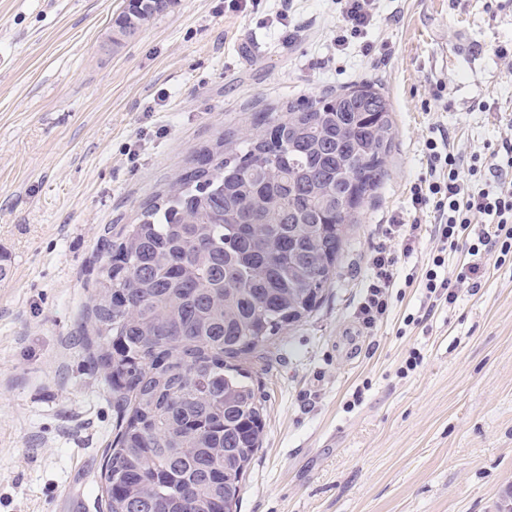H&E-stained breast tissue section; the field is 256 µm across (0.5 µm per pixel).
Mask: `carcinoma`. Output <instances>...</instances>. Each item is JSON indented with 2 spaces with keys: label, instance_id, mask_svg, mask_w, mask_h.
<instances>
[{
  "label": "carcinoma",
  "instance_id": "carcinoma-1",
  "mask_svg": "<svg viewBox=\"0 0 512 512\" xmlns=\"http://www.w3.org/2000/svg\"><path fill=\"white\" fill-rule=\"evenodd\" d=\"M172 4L128 0L112 44ZM393 144L374 85L288 100L200 146L113 229L84 337L112 390L106 512L239 505L266 403L243 363L323 301Z\"/></svg>",
  "mask_w": 512,
  "mask_h": 512
}]
</instances>
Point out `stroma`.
<instances>
[{
  "mask_svg": "<svg viewBox=\"0 0 512 512\" xmlns=\"http://www.w3.org/2000/svg\"><path fill=\"white\" fill-rule=\"evenodd\" d=\"M124 0H0V512H102L112 395L81 336L113 225L228 125L289 99L379 85L387 177L306 322L246 362L266 394L238 512H496L512 486V263L415 326L406 274L358 319L383 225L432 222L410 187L448 132L469 165L512 136V0H383L336 45V0H175L112 43ZM508 55H499V48ZM421 365L400 375L410 352Z\"/></svg>",
  "mask_w": 512,
  "mask_h": 512,
  "instance_id": "stroma-1",
  "label": "stroma"
}]
</instances>
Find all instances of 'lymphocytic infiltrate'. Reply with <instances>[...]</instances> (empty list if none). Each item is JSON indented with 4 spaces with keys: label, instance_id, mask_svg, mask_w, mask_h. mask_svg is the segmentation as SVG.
Returning a JSON list of instances; mask_svg holds the SVG:
<instances>
[{
    "label": "lymphocytic infiltrate",
    "instance_id": "obj_1",
    "mask_svg": "<svg viewBox=\"0 0 512 512\" xmlns=\"http://www.w3.org/2000/svg\"><path fill=\"white\" fill-rule=\"evenodd\" d=\"M342 17L337 46L358 37L370 25L379 0H338ZM427 173L410 187L414 212L432 210L431 234L437 247L422 277L429 300L455 304L465 284L484 270L489 259L505 263L512 257V138L501 139L493 156L492 180L481 177L482 159L461 169L460 159L450 147L448 135L425 142ZM422 233L418 223L401 221L384 225L373 250L371 274L359 304L364 328H373L388 309V293L395 283L399 257L411 254ZM462 255L457 272H448L450 255Z\"/></svg>",
    "mask_w": 512,
    "mask_h": 512
}]
</instances>
